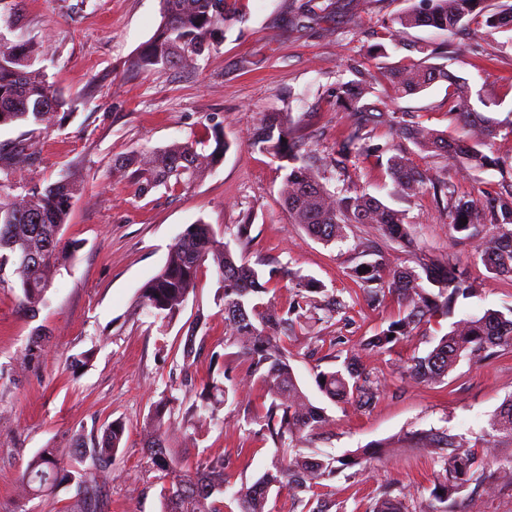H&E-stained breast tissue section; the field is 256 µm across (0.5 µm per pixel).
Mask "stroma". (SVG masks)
Segmentation results:
<instances>
[{
    "instance_id": "35a3bbf8",
    "label": "stroma",
    "mask_w": 512,
    "mask_h": 512,
    "mask_svg": "<svg viewBox=\"0 0 512 512\" xmlns=\"http://www.w3.org/2000/svg\"><path fill=\"white\" fill-rule=\"evenodd\" d=\"M303 2L240 0L243 21L226 29L197 65L143 71L132 60L162 22L160 0H0V33L34 44L40 54L35 69L67 100L39 133L0 127L1 181L15 196L68 172L80 182L64 228L75 251L57 273L46 306L34 315L23 312L15 276L0 274V512H78L74 484L39 496L17 494L15 487L28 460L44 448L59 449L69 470H79L72 454L76 439L100 433L115 419L126 431L115 465L96 471L101 512H161L163 480L142 447L155 403L187 372L200 387L230 370L235 393L215 414L187 422L177 413L167 420L172 457L184 466L202 454L224 457L236 489L270 468L273 444L243 420L245 408L261 403L262 392L246 376L238 347L224 343L214 265L202 267L198 287L175 321L158 323L136 306L140 288L162 268L175 239L200 220L229 241L237 259L276 269L274 289L262 297L266 308L286 309L298 277L322 285L317 301L333 295L345 304L330 322L295 329L288 340L296 378L325 415L298 448L340 463L307 505L313 512H371L387 491L402 497L407 512H435L438 453L412 447L411 436L446 430L480 443L492 415L512 397V347L481 362L461 360L442 385L405 374L410 359L429 352L452 319L512 307V278L489 273L474 255L475 241L455 238L449 211L431 193L402 199L374 157L355 162L357 187L404 211L423 252L459 260L480 286L477 296L459 299L453 318L422 325L387 354L366 341L397 318L400 305L390 298L374 307L355 295L349 276L357 263L355 246L370 240L393 268L412 264L413 253L384 240L374 224L350 225L345 242L326 246L289 222L280 195L282 162L253 143L265 116L290 112L292 125L326 167L327 187L339 188L328 162L352 115L336 108L329 90L350 60L372 72L382 62H417L422 49L446 40L428 27L392 39V18L417 0H313L314 12L306 17L300 14ZM456 39L461 50L445 61L451 77L466 80L472 94L484 99V115L501 123L511 119L512 35L480 18ZM374 99L426 127L456 133L447 82L399 99L382 84ZM216 122L228 149L189 186L140 198L114 167L117 158L136 150L208 139ZM21 140L29 152L22 162L10 153ZM373 141L395 145L461 197L477 199L512 183V135L493 143L502 169L482 173L418 152L386 127ZM247 219L248 239L235 241L238 224ZM200 314L206 323L198 327ZM193 326L205 347L187 359L182 347ZM350 353L381 380L380 394L366 410L330 400L315 383L316 371L339 368ZM365 448L375 449L374 458L354 463Z\"/></svg>"
}]
</instances>
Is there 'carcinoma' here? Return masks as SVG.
Masks as SVG:
<instances>
[{
    "label": "carcinoma",
    "mask_w": 512,
    "mask_h": 512,
    "mask_svg": "<svg viewBox=\"0 0 512 512\" xmlns=\"http://www.w3.org/2000/svg\"><path fill=\"white\" fill-rule=\"evenodd\" d=\"M163 20L155 36L141 49L134 66L140 70L176 67L193 62L212 49L224 28L239 21L238 0H161ZM392 21L393 33L401 36L409 29L430 27L452 35L456 29L477 17L495 29L512 31V5L495 12L485 10L486 0H423ZM433 54L411 64H385L378 75L371 76L354 62L348 65L353 78L340 79L331 89L336 105L352 112L354 122L338 143L336 157L330 160L336 174L347 188L332 192L322 183L319 169L301 153L302 139L292 135L289 113L279 112L264 119L254 133V144L290 163L285 174L281 198L290 223L301 225L315 240L329 245L347 240L349 224H375L387 240L411 245L404 215L360 190L352 181L349 163L362 155L373 156L407 198H414L427 188L437 198L448 197L453 210L452 229L468 240L480 234L479 227L490 224L497 232L483 238L476 256L485 268L498 276L512 277V189L484 195L481 204L465 197H455L447 185L427 184V177L406 155L391 147L369 145L375 128L386 124L396 135L422 153L443 156L462 166L481 171L500 166L490 150L492 141L502 131L499 123L478 112L471 102V92L451 80L444 66L430 62ZM35 48L31 44L0 42V127L25 125L35 132L66 102L45 75L32 69ZM439 80L451 82L448 112L468 127L479 126L483 137L448 138L442 131L407 120L396 112H385L368 102L375 85L383 81L401 95L412 96ZM209 153L198 151L197 143L177 142L166 147L134 151L119 158L135 194L146 195L164 188L174 190L194 183L205 168L219 162L226 148L223 126L211 127ZM78 185L69 175L45 186L35 185L16 201L0 184V270L15 265L21 291V304L30 312L47 303V292L54 277L68 258L70 244L64 238V226ZM359 256H371L352 268V277L365 299L375 305L395 296L405 303L403 316L371 337L368 345L380 353L391 352L400 339L410 335L431 318L448 314L458 298L478 294V285L465 269L451 260L440 261L425 254L416 265L390 269L381 251L365 246ZM213 261L221 283L224 309L240 311L238 316L224 315L232 335L225 344H236L242 336L249 343L242 346L241 357L247 371L263 386L266 398L243 417L260 426L258 434L272 441L276 448L271 468L251 485L243 484L232 492L231 501L238 512H266L271 488L285 489L293 497L313 492L324 477L335 470L334 459L322 460L300 453L288 454L301 435L323 421V411L312 405L303 393L290 365L288 329L312 306L311 294L320 291L313 280L299 283L295 298L280 314L262 310L256 301L269 291L268 284L276 270L267 272L245 262H237L230 243L217 234L212 225L200 221L190 225L170 247L160 271L140 289L139 306L163 321H173L197 286L198 272ZM512 346V309H488L482 315L455 322L438 343L424 356H415L407 367V376L418 382L442 381L464 358L489 359L500 347ZM224 380H211L193 401L187 414L194 417L228 400L230 388ZM319 390L333 401L367 406L373 400L378 381L363 374L354 355L345 357L342 368L316 374ZM174 396H165L150 417L151 429L144 448L152 467L169 478L163 488V512H224L225 494L230 484L222 457H199L194 466H178L168 450L163 431L165 413L171 410ZM490 438L512 439V398L505 401L489 423ZM125 426L116 419L102 434L77 446L79 462L90 466L78 474L67 468L55 448H43L26 464L22 481L32 494L45 493L61 482H74L80 512H100L101 486L92 470L116 461ZM417 440L426 447L441 448L442 466L438 496L441 502L459 493L468 483L512 477V457L488 461L484 454L463 443L459 434L447 431L421 434ZM373 512H405L402 499L389 494L378 500Z\"/></svg>",
    "instance_id": "carcinoma-1"
}]
</instances>
